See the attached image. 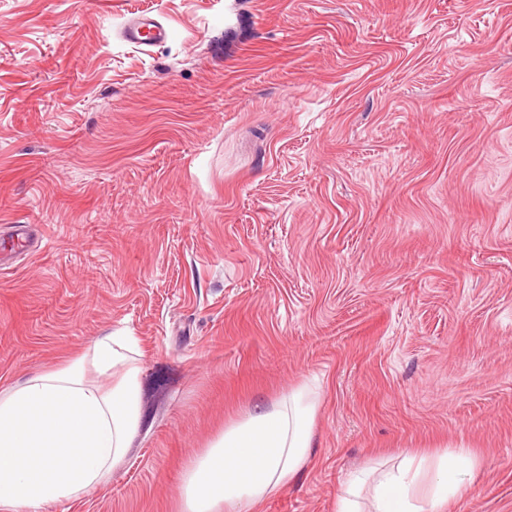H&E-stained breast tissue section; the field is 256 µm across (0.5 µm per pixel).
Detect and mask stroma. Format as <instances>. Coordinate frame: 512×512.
Listing matches in <instances>:
<instances>
[{"instance_id":"obj_1","label":"stroma","mask_w":512,"mask_h":512,"mask_svg":"<svg viewBox=\"0 0 512 512\" xmlns=\"http://www.w3.org/2000/svg\"><path fill=\"white\" fill-rule=\"evenodd\" d=\"M110 331L153 427L66 512H180L187 463L305 381L261 512L461 446L448 512H512V0H0V391ZM120 34L127 43L152 47L167 41L169 28L152 17L141 15L128 20Z\"/></svg>"}]
</instances>
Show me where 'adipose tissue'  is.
I'll return each instance as SVG.
<instances>
[{
  "label": "adipose tissue",
  "mask_w": 512,
  "mask_h": 512,
  "mask_svg": "<svg viewBox=\"0 0 512 512\" xmlns=\"http://www.w3.org/2000/svg\"><path fill=\"white\" fill-rule=\"evenodd\" d=\"M143 373L136 338L109 332L0 395V512H49L107 483L143 425ZM309 394L292 389L225 427L185 467L181 512H255L286 490L312 446ZM480 468L463 448L407 457L354 476L336 512H443Z\"/></svg>",
  "instance_id": "1"
}]
</instances>
